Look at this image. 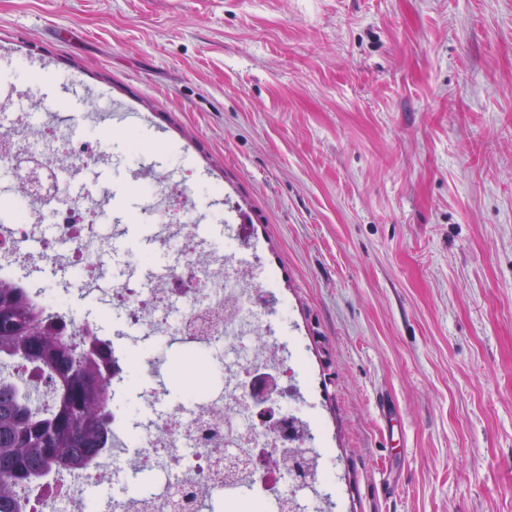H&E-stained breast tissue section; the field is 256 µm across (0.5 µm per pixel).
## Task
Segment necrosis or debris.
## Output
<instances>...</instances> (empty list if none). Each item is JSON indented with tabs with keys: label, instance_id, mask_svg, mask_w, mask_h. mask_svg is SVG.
Here are the masks:
<instances>
[{
	"label": "necrosis or debris",
	"instance_id": "4bbe7bcc",
	"mask_svg": "<svg viewBox=\"0 0 512 512\" xmlns=\"http://www.w3.org/2000/svg\"><path fill=\"white\" fill-rule=\"evenodd\" d=\"M61 155L72 159L68 171L56 166ZM108 159L99 141L74 144L60 125H37L23 113L0 132V168L18 188L17 216L0 231V280L23 288L77 342L106 338L112 349L109 442L88 465L38 485L34 512H334L325 492L334 475L313 446L315 426L295 407L305 397L292 380L296 355L284 352L260 314L272 291L238 272L229 250L244 245V235H228L225 248L201 238L186 221L188 184L154 172L148 188L155 240L174 249L176 259L149 277L128 271L103 303L125 328L176 347L206 378L160 411L154 408L159 392L149 388L143 398L153 412L147 417L125 410L133 375L155 377V365L149 360L133 368L117 336H106L96 314L71 302L76 280L96 294L105 245L101 209L70 185ZM42 266L56 272L55 286L29 277ZM263 374L275 378L276 388L259 403L251 383ZM280 454L301 461L303 476L272 465ZM139 468L154 478L150 492L113 490L121 473Z\"/></svg>",
	"mask_w": 512,
	"mask_h": 512
}]
</instances>
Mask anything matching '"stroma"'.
Returning a JSON list of instances; mask_svg holds the SVG:
<instances>
[{
  "label": "stroma",
  "instance_id": "1",
  "mask_svg": "<svg viewBox=\"0 0 512 512\" xmlns=\"http://www.w3.org/2000/svg\"><path fill=\"white\" fill-rule=\"evenodd\" d=\"M44 54L40 106L146 118L70 126L109 146L111 278L171 258L140 167L218 243L223 183L288 298L264 317L304 354L339 512H512V0H0V78Z\"/></svg>",
  "mask_w": 512,
  "mask_h": 512
}]
</instances>
